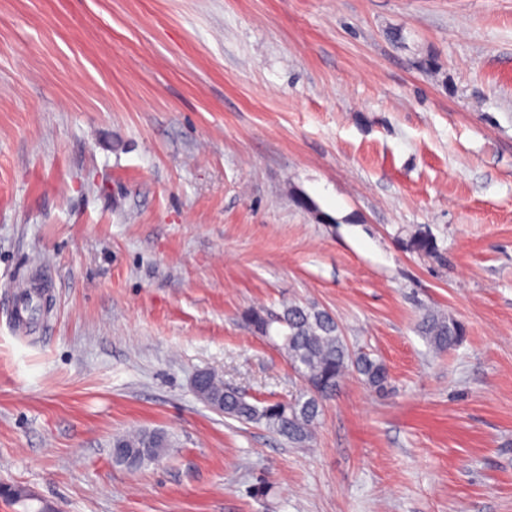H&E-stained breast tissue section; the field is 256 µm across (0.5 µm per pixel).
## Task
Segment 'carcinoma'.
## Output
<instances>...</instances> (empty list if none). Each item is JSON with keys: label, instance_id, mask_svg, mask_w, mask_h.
I'll use <instances>...</instances> for the list:
<instances>
[{"label": "carcinoma", "instance_id": "cac0c4a2", "mask_svg": "<svg viewBox=\"0 0 512 512\" xmlns=\"http://www.w3.org/2000/svg\"><path fill=\"white\" fill-rule=\"evenodd\" d=\"M411 250L424 255L436 252L435 240L427 234H416L409 240ZM244 320L261 336L277 330L281 349L288 357L304 388L291 401L266 402L259 406L246 400L237 389L224 384L215 372L206 375L204 396L208 404L224 416L242 423L265 426L271 432L304 446L310 442L323 402L336 395L340 381L351 370L376 391L389 383L386 366L366 353L354 354L349 349L336 320L325 310L313 305L291 303L280 313L252 308ZM419 332L431 346L446 351L457 346L465 335L463 325L450 316L435 311L425 313ZM172 442L161 430L143 431L112 438V459L129 469L162 457Z\"/></svg>", "mask_w": 512, "mask_h": 512}]
</instances>
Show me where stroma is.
I'll return each mask as SVG.
<instances>
[{
    "label": "stroma",
    "instance_id": "stroma-1",
    "mask_svg": "<svg viewBox=\"0 0 512 512\" xmlns=\"http://www.w3.org/2000/svg\"><path fill=\"white\" fill-rule=\"evenodd\" d=\"M289 301L390 374L305 448L191 386L294 398L243 318ZM145 429L172 448L116 465ZM1 483L33 498L0 512H512V0H0ZM418 328L429 344L439 351L457 346L465 335L464 327L459 321L435 311L425 313ZM172 442L164 431H143L134 435H122L112 438V459L115 463L129 469H137L145 462L162 457Z\"/></svg>",
    "mask_w": 512,
    "mask_h": 512
}]
</instances>
